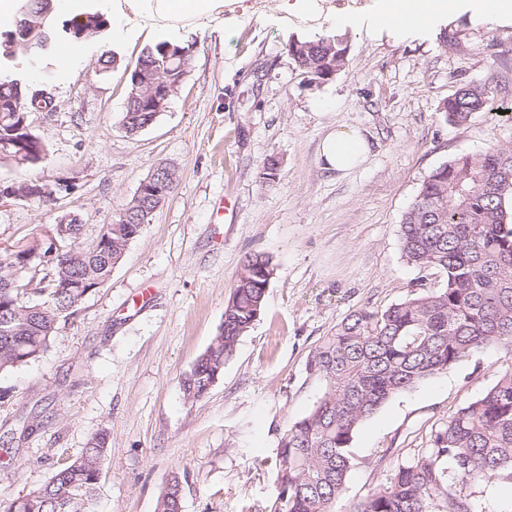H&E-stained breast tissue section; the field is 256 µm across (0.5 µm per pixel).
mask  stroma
I'll use <instances>...</instances> for the list:
<instances>
[{"label":"stroma","instance_id":"35a3bbf8","mask_svg":"<svg viewBox=\"0 0 512 512\" xmlns=\"http://www.w3.org/2000/svg\"><path fill=\"white\" fill-rule=\"evenodd\" d=\"M385 2L224 0L172 30L194 46L190 72L134 136L121 125L128 74L163 35L130 0L123 38L103 34L115 57L108 73L94 41H52L0 65L53 97L51 111L29 115L44 160L0 165V179L55 191L43 203L0 204V250L66 215L91 243L156 164L177 171L110 278L59 320L38 359L0 373V502L49 481L103 432L98 512H156L174 475L182 512H265L278 438L323 389L306 371L311 352L351 311H383L439 287L438 275L403 259L402 220L433 169L512 145V21L462 9L423 30L388 28ZM326 34L346 38L349 65L317 85L286 43ZM473 81L494 87L489 104L467 123L447 121L441 103ZM336 124L366 134L364 168L323 169L319 143ZM271 155L280 167L265 180ZM249 253L275 265L265 310L208 394L187 403L182 380L216 336ZM511 364V351L491 347L385 402L354 434L335 512H353L390 482Z\"/></svg>","mask_w":512,"mask_h":512}]
</instances>
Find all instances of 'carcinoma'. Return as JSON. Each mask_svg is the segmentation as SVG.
<instances>
[{
  "mask_svg": "<svg viewBox=\"0 0 512 512\" xmlns=\"http://www.w3.org/2000/svg\"><path fill=\"white\" fill-rule=\"evenodd\" d=\"M23 14L41 23L30 44L5 55L12 30H0V60L59 41L98 39L104 15L87 13L56 27L48 0H26ZM192 44L161 42L144 48L136 65L161 69L177 93L187 76ZM288 55L319 83L345 70L348 42L340 35L291 39ZM17 78H0V134L22 122L28 97ZM489 83H469L443 103L448 121L467 122L487 104ZM157 118L151 84L129 80L122 125L138 132ZM512 192V147L460 155L423 180L401 224L407 263L442 277L441 287L383 312L357 309L336 325L311 353L307 372L322 380L313 408L292 422L278 440L276 494L270 512H334L352 468L353 436L360 423L392 396L446 371L462 358L489 347L512 349V221L505 196ZM160 201L132 197L89 245L79 224H68V247H54L42 233L0 250V280L36 259L49 279L22 273L24 288H0V372L37 359L58 321L75 314L84 300L111 276L129 243L139 236ZM274 266L264 254L245 257L224 306V323L183 379L186 401L210 390L242 336L260 317ZM36 282V287L27 284ZM46 300L29 303V294ZM106 438L94 435L82 452L48 482L11 501L0 512H96ZM512 483V367L479 399L458 409L430 437V447L398 468L393 479L363 499L355 512H479L474 488L490 481ZM182 485L173 476L162 490L157 512H176Z\"/></svg>",
  "mask_w": 512,
  "mask_h": 512,
  "instance_id": "1",
  "label": "carcinoma"
}]
</instances>
